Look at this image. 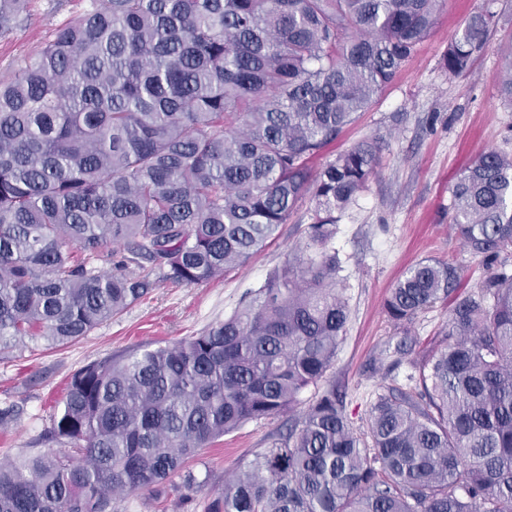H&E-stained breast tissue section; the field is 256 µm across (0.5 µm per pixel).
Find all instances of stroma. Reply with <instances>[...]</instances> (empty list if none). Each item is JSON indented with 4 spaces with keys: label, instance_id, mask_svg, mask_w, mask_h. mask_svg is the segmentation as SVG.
<instances>
[{
    "label": "stroma",
    "instance_id": "stroma-1",
    "mask_svg": "<svg viewBox=\"0 0 512 512\" xmlns=\"http://www.w3.org/2000/svg\"><path fill=\"white\" fill-rule=\"evenodd\" d=\"M492 7L496 24L469 70L449 75L444 56L473 12ZM91 0H27L25 12L0 30V77L33 59L55 32L81 17ZM512 48V0H448L431 35L394 80L310 165L319 170L354 145L380 146L375 174L336 226L332 245L340 261L337 286L348 301V320L327 378L344 395L354 427L365 425L371 402L384 387L402 385L411 364L438 340L448 322L442 301L409 324H394L384 302L404 270L422 259L453 265L460 290H477L489 271L472 255L451 223L452 186L480 153L512 154V102L501 84L504 55ZM311 200L297 203L278 237L243 267L195 286L159 284L144 299L78 341L61 347L25 340L0 359V462L40 448L49 415L67 378L88 363L143 345H166L229 317L247 293L307 241ZM287 417L249 423L225 436L191 464L213 485L252 451L286 432Z\"/></svg>",
    "mask_w": 512,
    "mask_h": 512
}]
</instances>
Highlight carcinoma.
<instances>
[{
  "mask_svg": "<svg viewBox=\"0 0 512 512\" xmlns=\"http://www.w3.org/2000/svg\"><path fill=\"white\" fill-rule=\"evenodd\" d=\"M445 0H93L0 80V355L63 346L159 282L200 285L244 265L296 203L302 255L230 317L73 373L50 419L58 444L0 463V512H119L122 495L209 484L190 460L275 419L325 381L348 318L330 248L379 161L336 141L428 38ZM25 0H0V30ZM493 21L445 55L469 69ZM451 221L491 273L460 294L439 347L353 427L326 384L288 434L224 480L207 512H512V155L460 174ZM110 271L98 272L92 259ZM457 269L424 259L385 302L397 324L448 299ZM181 479L176 483L175 479Z\"/></svg>",
  "mask_w": 512,
  "mask_h": 512,
  "instance_id": "1",
  "label": "carcinoma"
}]
</instances>
